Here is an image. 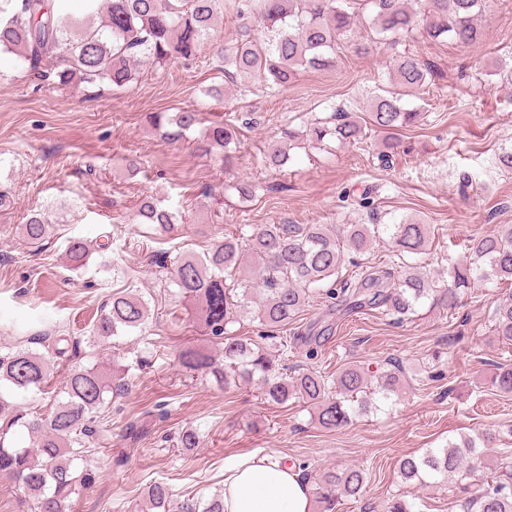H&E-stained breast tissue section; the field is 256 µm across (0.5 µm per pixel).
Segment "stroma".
<instances>
[{
	"label": "stroma",
	"instance_id": "1",
	"mask_svg": "<svg viewBox=\"0 0 512 512\" xmlns=\"http://www.w3.org/2000/svg\"><path fill=\"white\" fill-rule=\"evenodd\" d=\"M483 38L467 47L431 38L424 27L393 45L371 31L352 30L336 46L333 69L303 70L288 87L254 94L224 80L217 47L261 39L254 19L232 5L195 57L166 67L138 65L125 90L110 85H59L11 53H0V349L33 348L38 338L65 336L70 352L84 356L90 330L112 292L132 289L149 304L143 334L121 336V348L146 352L124 397L110 403L87 439L96 455L94 485L73 497L68 512H140L150 482H167L175 495L221 491L224 466L253 453H275L298 465L316 484L323 470L340 465L364 471L361 494L339 500L334 512H384L389 499L418 503L420 512H461L463 492L403 483L399 458L444 447L448 440L487 432L490 449L477 474H496L512 460V396L500 395L492 377L512 365V345L492 331L491 313L512 283H479L457 307L421 306L398 323L378 311L346 315L313 296L282 330L288 340L287 373L304 369L335 373L358 362L376 371L399 362L403 388L379 408L356 415L340 429L312 421L300 402L278 405L256 385L220 386L186 371L175 354L204 345L193 319L169 282L185 251L202 253L241 224H391L406 218L431 226V244L421 264L447 279L449 260L470 255L472 238L497 224H512V170L499 158L512 153V81L500 76L498 60L512 57V0H484ZM363 51H356V44ZM411 53L432 70L428 83L406 96L419 120L399 131V145L382 160L383 137L371 131L365 143L328 142L294 148L283 169L265 167L264 153L281 126L304 128L336 108L368 111L378 89L390 86L392 58ZM198 109L201 122L177 144L150 126L153 112ZM248 112L256 123L240 134L232 172L222 158L196 149L206 129L230 114ZM142 162L137 175L126 157ZM259 183L249 202L224 195L229 177ZM471 186L459 192L462 178ZM375 188V210L354 209L353 197ZM185 214L167 232L137 220L149 197ZM49 211L59 233L42 249L24 242L18 226L30 209ZM109 234L116 252L93 254L86 269L69 270L64 240ZM315 330L308 347L294 332ZM111 342L97 344L99 361L112 360ZM195 427L199 445L177 447L182 429Z\"/></svg>",
	"mask_w": 512,
	"mask_h": 512
}]
</instances>
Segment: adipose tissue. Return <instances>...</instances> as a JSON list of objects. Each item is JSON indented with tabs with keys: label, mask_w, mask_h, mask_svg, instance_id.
Returning a JSON list of instances; mask_svg holds the SVG:
<instances>
[{
	"label": "adipose tissue",
	"mask_w": 512,
	"mask_h": 512,
	"mask_svg": "<svg viewBox=\"0 0 512 512\" xmlns=\"http://www.w3.org/2000/svg\"><path fill=\"white\" fill-rule=\"evenodd\" d=\"M224 512H313V489L297 466L250 454L224 468Z\"/></svg>",
	"instance_id": "1"
}]
</instances>
